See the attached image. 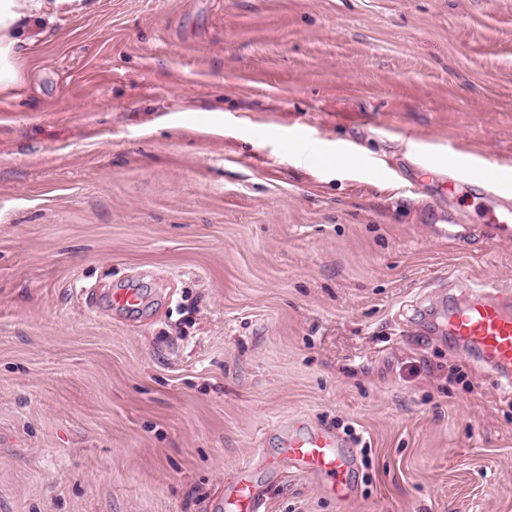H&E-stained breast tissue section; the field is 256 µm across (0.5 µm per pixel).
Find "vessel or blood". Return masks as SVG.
<instances>
[{
	"label": "vessel or blood",
	"instance_id": "1",
	"mask_svg": "<svg viewBox=\"0 0 512 512\" xmlns=\"http://www.w3.org/2000/svg\"><path fill=\"white\" fill-rule=\"evenodd\" d=\"M480 190L498 202L494 221L485 225L487 238L496 242L512 241V191L501 188L496 173L481 179ZM460 287L472 295L469 305L454 309L446 329L456 341L468 344L482 363L497 375L501 387L512 388V290L494 282L474 283L462 279ZM268 465L276 471L293 470L322 479L326 489L339 503L352 496L350 477L355 457L332 432L312 430L293 423L277 458ZM224 512H262L264 493L251 471H241L237 482L223 495Z\"/></svg>",
	"mask_w": 512,
	"mask_h": 512
}]
</instances>
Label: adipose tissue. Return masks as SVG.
<instances>
[{"mask_svg":"<svg viewBox=\"0 0 512 512\" xmlns=\"http://www.w3.org/2000/svg\"><path fill=\"white\" fill-rule=\"evenodd\" d=\"M74 0H0V85L16 80L15 58L21 45L28 43L31 19L53 16Z\"/></svg>","mask_w":512,"mask_h":512,"instance_id":"1","label":"adipose tissue"}]
</instances>
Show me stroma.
Segmentation results:
<instances>
[{"label":"stroma","mask_w":512,"mask_h":512,"mask_svg":"<svg viewBox=\"0 0 512 512\" xmlns=\"http://www.w3.org/2000/svg\"><path fill=\"white\" fill-rule=\"evenodd\" d=\"M0 86V512H213L295 419L353 497L512 512V395L444 330L512 289L467 154L512 186V0H82ZM139 289L135 312L110 302Z\"/></svg>","instance_id":"stroma-1"}]
</instances>
